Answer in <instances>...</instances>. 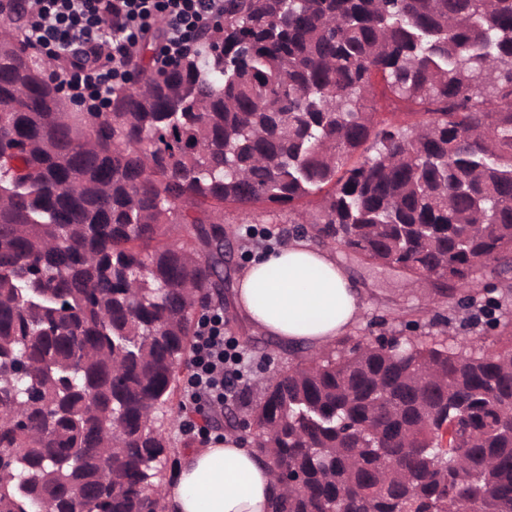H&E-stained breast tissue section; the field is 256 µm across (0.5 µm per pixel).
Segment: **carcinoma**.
<instances>
[{
    "label": "carcinoma",
    "mask_w": 512,
    "mask_h": 512,
    "mask_svg": "<svg viewBox=\"0 0 512 512\" xmlns=\"http://www.w3.org/2000/svg\"><path fill=\"white\" fill-rule=\"evenodd\" d=\"M64 112L21 30L0 38V512H162L158 417L197 298L220 297L224 208L451 280L512 271V0H224L174 69ZM422 120L389 123L372 79ZM180 242L170 243L172 231ZM301 357L236 407L274 512H512V321ZM112 456V484L100 451Z\"/></svg>",
    "instance_id": "obj_1"
}]
</instances>
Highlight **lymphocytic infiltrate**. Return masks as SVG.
I'll use <instances>...</instances> for the list:
<instances>
[{
	"mask_svg": "<svg viewBox=\"0 0 512 512\" xmlns=\"http://www.w3.org/2000/svg\"><path fill=\"white\" fill-rule=\"evenodd\" d=\"M26 34L35 47L64 63L61 79L73 99L100 111L136 64V49L158 38L157 70L171 68L196 41L217 26L224 0H22ZM165 30H157V23ZM187 391L194 411L220 409L229 379H242L244 358L224 342V322L201 324Z\"/></svg>",
	"mask_w": 512,
	"mask_h": 512,
	"instance_id": "f902f5d3",
	"label": "lymphocytic infiltrate"
}]
</instances>
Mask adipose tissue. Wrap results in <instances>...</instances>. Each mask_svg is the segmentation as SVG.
<instances>
[{
  "label": "adipose tissue",
  "mask_w": 512,
  "mask_h": 512,
  "mask_svg": "<svg viewBox=\"0 0 512 512\" xmlns=\"http://www.w3.org/2000/svg\"><path fill=\"white\" fill-rule=\"evenodd\" d=\"M363 293L329 250L303 239L258 253L236 289V311L260 333L309 350L358 323ZM269 468L227 436L185 455L166 484L168 512H268Z\"/></svg>",
  "instance_id": "ef3b65f1"
}]
</instances>
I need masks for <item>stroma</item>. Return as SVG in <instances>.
Here are the masks:
<instances>
[{
  "instance_id": "stroma-1",
  "label": "stroma",
  "mask_w": 512,
  "mask_h": 512,
  "mask_svg": "<svg viewBox=\"0 0 512 512\" xmlns=\"http://www.w3.org/2000/svg\"><path fill=\"white\" fill-rule=\"evenodd\" d=\"M270 208L257 205L241 210L227 208L226 217L232 223L235 234L234 250L224 265V306L233 312L234 318L224 330V338L243 351L250 366L239 384L240 390L258 394L263 379L286 370L294 361L293 350L271 337L262 335L242 316L234 312L233 286L245 270L251 255L268 248V241L261 229L277 230L287 227V209H279L277 216H270ZM336 257L347 266L359 282L366 297V308L361 321L352 331L354 338L368 341L373 333L385 331L396 335L408 333L420 336L428 332H445L454 345L467 344L473 338H481L484 344H492L497 331L487 323L480 305L460 306L457 296L439 291L433 278L423 276L413 288H404L405 276L397 269H382L368 264L361 256L336 249ZM167 420L177 438H190V445L178 446L170 454V466H179L188 450H198L227 436H236L231 427L221 430L208 429L206 434L185 433L186 421L200 422L199 414L189 409L169 412Z\"/></svg>"
}]
</instances>
